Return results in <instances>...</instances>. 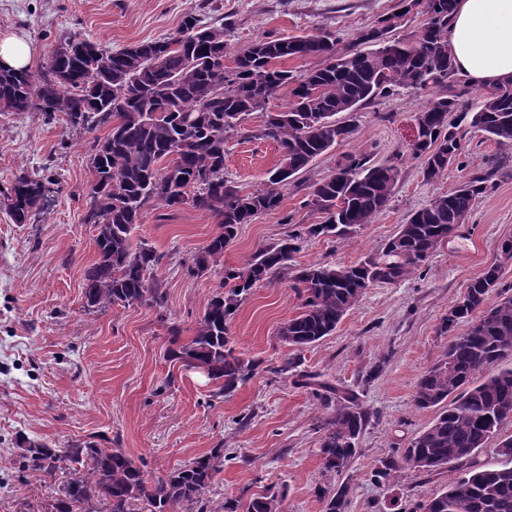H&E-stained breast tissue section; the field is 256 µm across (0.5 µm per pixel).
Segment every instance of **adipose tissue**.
<instances>
[{"label":"adipose tissue","mask_w":512,"mask_h":512,"mask_svg":"<svg viewBox=\"0 0 512 512\" xmlns=\"http://www.w3.org/2000/svg\"><path fill=\"white\" fill-rule=\"evenodd\" d=\"M448 49L474 85L493 88L512 78V0H458Z\"/></svg>","instance_id":"adipose-tissue-1"}]
</instances>
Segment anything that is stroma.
<instances>
[{"label": "stroma", "mask_w": 512, "mask_h": 512, "mask_svg": "<svg viewBox=\"0 0 512 512\" xmlns=\"http://www.w3.org/2000/svg\"><path fill=\"white\" fill-rule=\"evenodd\" d=\"M399 10L400 0H0V35L25 39L37 76L66 38L116 51L175 33L190 12L224 20L233 52L267 36L322 33L348 52L358 49L363 31ZM429 98L401 89L339 114V121L354 124L351 137L281 188L278 208L239 226L224 250L228 268L245 267L289 235L300 240L287 269L243 295L229 339L258 368L220 399L204 376L164 357L169 326L192 336L217 291L220 272L196 278L184 268L217 232L215 220L188 205L147 209L133 236L163 256L153 275L167 295L165 309H86L83 274L95 257L96 229L83 217L94 135L38 111L0 112V189L23 170L58 179L33 223H12L0 208V512H51L67 479L62 472H20L30 439L54 448L78 441L120 448L143 461L151 479L210 449H229L235 458L218 474L211 497L234 504L236 512H247L269 488L285 489L282 512H324L326 494L344 483L346 512H407L442 492L444 473L405 468L384 484L373 471L434 417L415 407L413 394L448 344L440 325L449 307L492 266L500 277L488 305L512 295V262L500 252L501 241L512 236V151L461 124L460 154L439 179L426 181L411 144L414 115ZM262 120L249 116L244 132L225 144L224 177L243 194L265 189L281 161L275 142L250 135ZM359 155L398 168L386 207L350 238L309 235L308 227L322 221L306 204L312 184ZM474 177L486 178L488 189L474 204L467 237L449 238L404 280L368 288L317 345L297 350L281 340L280 327L301 307L291 287L298 269L363 261L412 211ZM290 359L294 367L279 373ZM317 382L354 394L368 415L355 456L339 472L326 468L320 453L327 411L315 395Z\"/></svg>", "instance_id": "stroma-1"}]
</instances>
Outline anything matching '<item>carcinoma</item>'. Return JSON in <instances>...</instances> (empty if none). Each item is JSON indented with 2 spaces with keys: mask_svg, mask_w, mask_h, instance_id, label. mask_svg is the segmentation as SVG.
<instances>
[{
  "mask_svg": "<svg viewBox=\"0 0 512 512\" xmlns=\"http://www.w3.org/2000/svg\"><path fill=\"white\" fill-rule=\"evenodd\" d=\"M457 0H424L426 22L407 38H389L406 11L378 21L358 37L368 50L341 53L326 35L262 39L227 60L224 26L206 25L195 14L185 16L177 33L132 44L117 52L71 37L57 46L48 70L33 80L27 70H0V112L38 110L53 121L62 118L76 130L108 128L92 142V182L84 223L95 226L96 256L84 271L83 297L88 308L112 305L166 307V294L151 277L163 255L145 242L132 243L135 225L145 209L189 204L217 220L219 232L185 263L190 276L218 267L224 248L239 225L277 208L281 184L349 138L352 124L336 121L366 102L397 88L414 92L443 86L455 68L448 51V23ZM288 58H320L322 66L300 75L280 67ZM289 89L284 111H265L266 101ZM457 100L440 96L416 113L419 135L412 154L422 160L423 175L434 181L461 149L456 126L448 115ZM263 112L253 134L277 143L282 159L269 177V187L240 195L224 179V142L247 116ZM470 125L500 147L512 150V79L494 88ZM398 179L394 166L370 165L363 156L349 157L329 176L312 184L308 205L324 215L312 224V236L344 238L373 222L386 207ZM49 177L21 172L0 193V204L15 224H29L42 210ZM488 188L474 178L437 196L414 211L375 255L351 266L316 264L301 270L293 288L301 311L279 330L287 344L303 348L332 334L376 283L394 284L420 268L437 249L438 238L454 234L466 223L476 197ZM298 249L297 237L256 254L242 269L227 268L202 319L186 341L170 327L166 358L202 368L217 385L213 396L234 392L257 364L229 346L228 325L240 297L287 268ZM499 280V267H489L466 287L462 300L448 308L441 332L462 321L463 334L453 336L443 357L417 381L414 405L434 409L427 427L400 460L386 459L373 474L390 483L404 466L450 473L448 486L411 512H512V437L496 448L500 461L477 465L474 454L486 447L500 427L512 422V296L487 309L489 293ZM331 409L321 454L331 470H343L357 451L367 414L349 393L321 394ZM26 469L52 473L59 464L80 465L56 498L54 512H227L207 498L224 468V449L210 452L153 481L121 448H99L90 442L56 450L30 440L22 454ZM349 488L344 484L326 500V512H346ZM286 491L254 498L248 512H278Z\"/></svg>",
  "mask_w": 512,
  "mask_h": 512,
  "instance_id": "obj_1",
  "label": "carcinoma"
}]
</instances>
